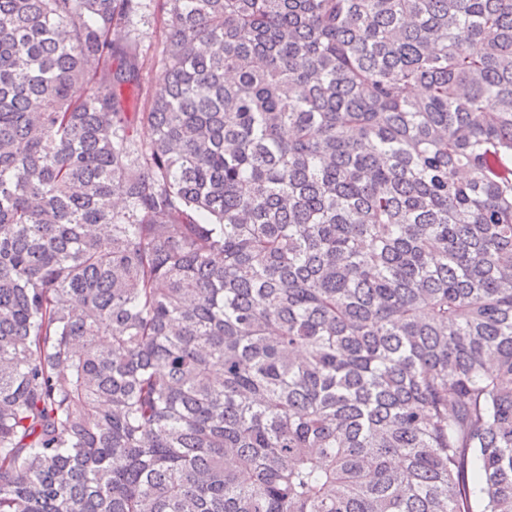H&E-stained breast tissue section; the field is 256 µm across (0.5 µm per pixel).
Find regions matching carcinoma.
I'll list each match as a JSON object with an SVG mask.
<instances>
[{
  "mask_svg": "<svg viewBox=\"0 0 512 512\" xmlns=\"http://www.w3.org/2000/svg\"><path fill=\"white\" fill-rule=\"evenodd\" d=\"M148 6L0 0V512H512V0ZM144 17L134 20L136 34H139L140 52L144 57L138 81L142 86H156L163 82L165 67L162 61L163 20L154 6L143 14Z\"/></svg>",
  "mask_w": 512,
  "mask_h": 512,
  "instance_id": "1",
  "label": "carcinoma"
}]
</instances>
